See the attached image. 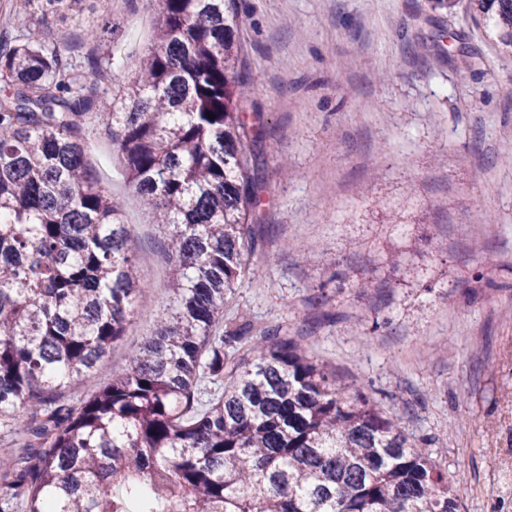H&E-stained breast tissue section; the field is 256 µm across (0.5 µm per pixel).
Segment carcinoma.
Instances as JSON below:
<instances>
[{
	"label": "carcinoma",
	"mask_w": 512,
	"mask_h": 512,
	"mask_svg": "<svg viewBox=\"0 0 512 512\" xmlns=\"http://www.w3.org/2000/svg\"><path fill=\"white\" fill-rule=\"evenodd\" d=\"M84 0H19L78 18ZM130 80L90 79L41 34L0 39V505L28 512H461L442 464L397 415L351 394L298 338L221 329L237 283L260 277V182L236 0H156ZM512 56V0H467ZM112 84V95L102 80ZM214 115L210 119L207 114ZM95 115L163 238L173 299L126 371L80 400L126 334L145 283L124 207L94 178ZM207 374L221 394L195 411Z\"/></svg>",
	"instance_id": "carcinoma-1"
}]
</instances>
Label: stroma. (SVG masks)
Listing matches in <instances>:
<instances>
[{
	"label": "stroma",
	"instance_id": "1",
	"mask_svg": "<svg viewBox=\"0 0 512 512\" xmlns=\"http://www.w3.org/2000/svg\"><path fill=\"white\" fill-rule=\"evenodd\" d=\"M133 13L153 17L155 0H86L78 21L9 10L0 35L65 36L76 59L129 73L152 35ZM239 13L261 221L318 259L275 252L236 288L225 322L302 337L339 383L402 416L463 512H512V58L447 0H240ZM85 141L137 254L154 253L161 234L120 156L98 125ZM140 276L148 291L123 340L63 403L125 370L171 302L167 263Z\"/></svg>",
	"mask_w": 512,
	"mask_h": 512
}]
</instances>
